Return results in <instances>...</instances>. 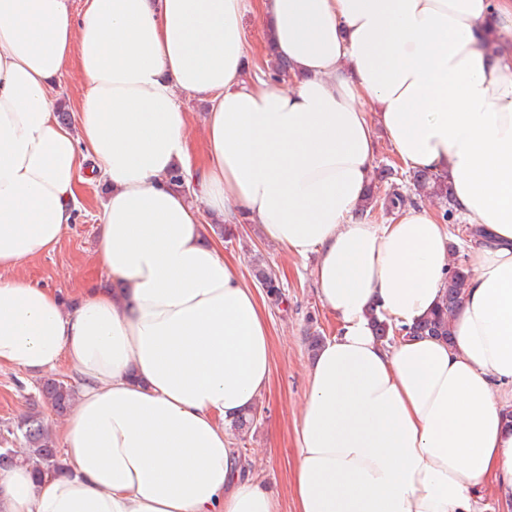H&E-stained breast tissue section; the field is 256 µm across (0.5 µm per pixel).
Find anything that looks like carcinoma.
<instances>
[{
  "label": "carcinoma",
  "instance_id": "1",
  "mask_svg": "<svg viewBox=\"0 0 512 512\" xmlns=\"http://www.w3.org/2000/svg\"><path fill=\"white\" fill-rule=\"evenodd\" d=\"M395 178L396 173L393 168L388 166L381 169L378 181L390 184L391 191L381 197L376 192L377 186L370 184L365 189V205L361 216H366L368 209L373 211L381 207L386 211H393L414 203L411 196L400 190ZM413 182L417 192L427 193L439 201L443 221L454 218L453 195L451 187L445 180L430 171L418 170L413 175ZM252 274L263 289L269 303L279 306L284 302V294L278 278L262 260L253 261ZM467 278L468 275L462 267H454L448 277L440 306L409 328L407 335L426 336L451 342V318L463 303ZM38 391L43 402L54 415L64 417L71 411L74 390L68 384L53 377H47L40 382ZM255 419L256 411L249 410L233 419L231 427L242 436L249 432ZM16 429L21 433L22 444L28 448V454L19 457L10 450L0 452V468L28 465L32 467L33 475L37 479L45 473L60 472L64 469L62 455L42 412L35 411L27 414L18 423ZM14 430L9 426L6 427V432L9 434L14 433Z\"/></svg>",
  "mask_w": 512,
  "mask_h": 512
}]
</instances>
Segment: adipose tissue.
<instances>
[{
	"instance_id": "obj_1",
	"label": "adipose tissue",
	"mask_w": 512,
	"mask_h": 512,
	"mask_svg": "<svg viewBox=\"0 0 512 512\" xmlns=\"http://www.w3.org/2000/svg\"><path fill=\"white\" fill-rule=\"evenodd\" d=\"M505 35L512 0H0V271L52 253L94 180L108 276L69 307L0 278V368L76 377L66 470H1L0 512H278L225 432L273 368L264 299L207 235L245 220L314 257L337 324L308 371L295 512H482L486 483L511 506L512 45L479 47ZM280 57L288 90L266 78ZM183 94L207 106L196 155ZM380 130L484 230L460 242L449 345L373 331L436 308L452 237L422 205L361 218Z\"/></svg>"
}]
</instances>
